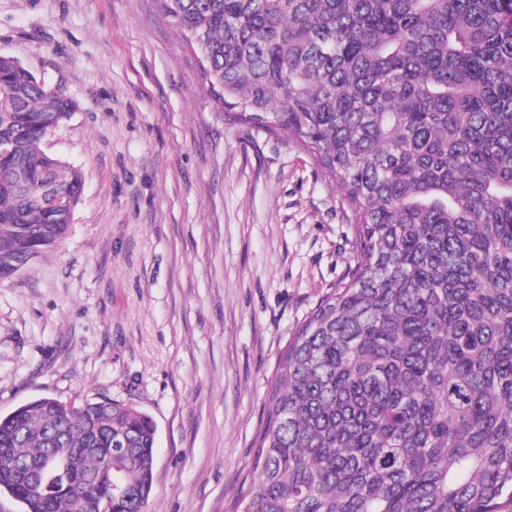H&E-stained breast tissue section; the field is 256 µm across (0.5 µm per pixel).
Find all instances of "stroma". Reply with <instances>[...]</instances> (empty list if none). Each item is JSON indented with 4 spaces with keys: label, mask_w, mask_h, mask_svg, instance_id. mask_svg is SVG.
Segmentation results:
<instances>
[{
    "label": "stroma",
    "mask_w": 512,
    "mask_h": 512,
    "mask_svg": "<svg viewBox=\"0 0 512 512\" xmlns=\"http://www.w3.org/2000/svg\"><path fill=\"white\" fill-rule=\"evenodd\" d=\"M0 55L76 102L65 240L0 282V414L106 395L157 424L149 512H225L288 337L342 282L341 190L230 122L157 0H0Z\"/></svg>",
    "instance_id": "stroma-1"
}]
</instances>
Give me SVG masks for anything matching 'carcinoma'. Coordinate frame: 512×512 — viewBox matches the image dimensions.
Instances as JSON below:
<instances>
[{"mask_svg": "<svg viewBox=\"0 0 512 512\" xmlns=\"http://www.w3.org/2000/svg\"><path fill=\"white\" fill-rule=\"evenodd\" d=\"M227 117L293 140L352 215L349 280L288 337L227 512L512 504V0H158ZM75 109L0 56V281L66 237ZM28 178L14 190L16 172ZM72 207L52 209L48 193ZM157 425L103 397L0 415L22 512H145Z\"/></svg>", "mask_w": 512, "mask_h": 512, "instance_id": "1", "label": "carcinoma"}]
</instances>
